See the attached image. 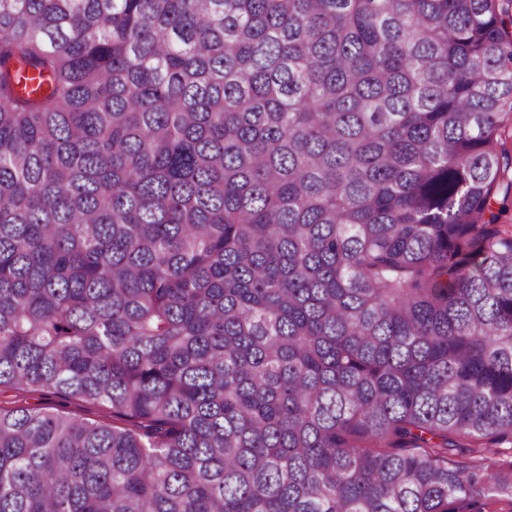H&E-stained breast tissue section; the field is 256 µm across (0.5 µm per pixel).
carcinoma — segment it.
Listing matches in <instances>:
<instances>
[{
    "instance_id": "obj_1",
    "label": "carcinoma",
    "mask_w": 512,
    "mask_h": 512,
    "mask_svg": "<svg viewBox=\"0 0 512 512\" xmlns=\"http://www.w3.org/2000/svg\"><path fill=\"white\" fill-rule=\"evenodd\" d=\"M512 0H0V512L512 501ZM0 406H26L44 411H62L71 417L90 422L104 421L112 425V407L107 404H91L77 397H56L41 392L0 389Z\"/></svg>"
}]
</instances>
